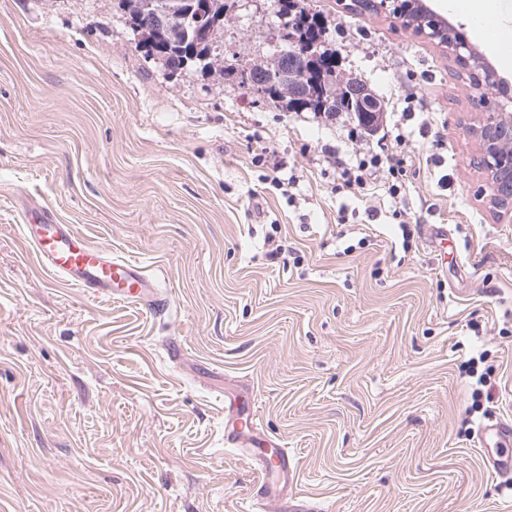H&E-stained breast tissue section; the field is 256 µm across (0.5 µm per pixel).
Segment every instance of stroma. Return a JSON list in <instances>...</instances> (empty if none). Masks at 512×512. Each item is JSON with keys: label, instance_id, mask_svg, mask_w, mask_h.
<instances>
[{"label": "stroma", "instance_id": "1", "mask_svg": "<svg viewBox=\"0 0 512 512\" xmlns=\"http://www.w3.org/2000/svg\"><path fill=\"white\" fill-rule=\"evenodd\" d=\"M304 5L337 74L380 99L384 141L343 112L169 75L116 0H0V512H264L224 444L222 392L241 388L313 512H512L478 445L512 419V221L480 166L474 84L387 12ZM277 10L228 0L225 65L272 61ZM400 130L399 194L383 175L347 193L337 159L397 153ZM31 208L147 267L169 311L45 273L23 238Z\"/></svg>", "mask_w": 512, "mask_h": 512}]
</instances>
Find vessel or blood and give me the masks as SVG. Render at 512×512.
Returning <instances> with one entry per match:
<instances>
[{"instance_id": "obj_1", "label": "vessel or blood", "mask_w": 512, "mask_h": 512, "mask_svg": "<svg viewBox=\"0 0 512 512\" xmlns=\"http://www.w3.org/2000/svg\"><path fill=\"white\" fill-rule=\"evenodd\" d=\"M477 37L512 54V39L503 37L494 22L479 24ZM23 233L42 269L80 289L86 298L119 300L155 316L168 311V298L158 279L145 274L136 262L90 244L71 226L57 223L51 212L26 211ZM258 419L256 401L242 396L225 398L224 442L244 449L257 474L255 498L267 505H278L279 512H289L288 495L297 460L281 442L259 432Z\"/></svg>"}]
</instances>
